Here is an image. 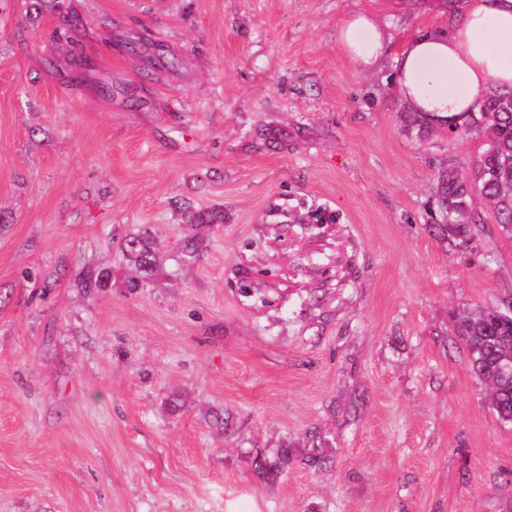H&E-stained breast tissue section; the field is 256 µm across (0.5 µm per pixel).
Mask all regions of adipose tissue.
<instances>
[{
  "instance_id": "1",
  "label": "adipose tissue",
  "mask_w": 512,
  "mask_h": 512,
  "mask_svg": "<svg viewBox=\"0 0 512 512\" xmlns=\"http://www.w3.org/2000/svg\"><path fill=\"white\" fill-rule=\"evenodd\" d=\"M496 34L512 37V0H463L449 33L415 36L396 56L400 98L441 119L472 111L487 90L512 87V49L495 44ZM339 39L361 70H373L385 52L379 22L370 12L348 15Z\"/></svg>"
}]
</instances>
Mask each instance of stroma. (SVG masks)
Wrapping results in <instances>:
<instances>
[{
  "label": "stroma",
  "mask_w": 512,
  "mask_h": 512,
  "mask_svg": "<svg viewBox=\"0 0 512 512\" xmlns=\"http://www.w3.org/2000/svg\"><path fill=\"white\" fill-rule=\"evenodd\" d=\"M361 9L370 72L338 37ZM454 22L443 0H0V512H512V426L452 319L512 296V234L434 224L438 171L480 141L419 140L396 92L394 56ZM160 49L181 66H147ZM144 231L134 288L120 244ZM339 39L348 57L360 70H373L385 52L379 22L371 12L348 15L339 27Z\"/></svg>",
  "instance_id": "obj_1"
}]
</instances>
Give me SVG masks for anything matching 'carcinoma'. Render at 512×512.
<instances>
[{
    "label": "carcinoma",
    "instance_id": "cac0c4a2",
    "mask_svg": "<svg viewBox=\"0 0 512 512\" xmlns=\"http://www.w3.org/2000/svg\"><path fill=\"white\" fill-rule=\"evenodd\" d=\"M405 128L421 139L437 125L426 112H409ZM448 130L481 139L469 176L452 165L443 168L433 189L434 222L448 233L468 237L482 224H497L512 232V88L490 90L476 109L448 119ZM122 249L137 270L149 273L157 262L147 238L134 235ZM472 373L488 388L489 403L502 424H512V375L503 366L512 362V297L492 308L464 309L454 315Z\"/></svg>",
    "mask_w": 512,
    "mask_h": 512
}]
</instances>
